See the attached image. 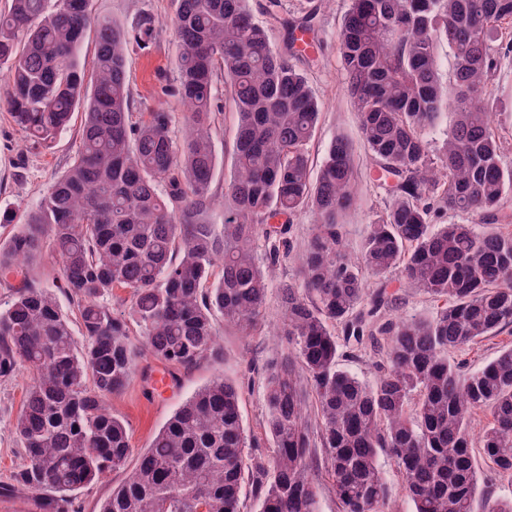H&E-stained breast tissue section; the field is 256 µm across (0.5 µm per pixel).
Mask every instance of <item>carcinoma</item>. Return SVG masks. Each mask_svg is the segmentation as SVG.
<instances>
[{
  "label": "carcinoma",
  "mask_w": 512,
  "mask_h": 512,
  "mask_svg": "<svg viewBox=\"0 0 512 512\" xmlns=\"http://www.w3.org/2000/svg\"><path fill=\"white\" fill-rule=\"evenodd\" d=\"M175 4L178 128L163 109L130 112L129 35L95 17L91 0H11L0 14L14 124L47 147L77 109L84 114L73 165L0 240V286L11 291L0 306V379L31 375L12 422L26 463L0 489L28 493L37 512H78L77 491L122 470L99 512H241L245 486L261 512H319L323 468L342 512H387L385 455L413 512H474V453L512 479V349L472 373L448 352L512 326V167L484 109L493 73L512 56V0H351L340 60L389 197L354 260L342 221L356 198L353 147L334 138L313 170L321 108L293 64L310 45L297 46L296 34L315 35L319 8L294 19L281 15V0H266L264 13L286 32L278 50L249 0ZM154 31L145 14L135 39ZM442 42L456 58L450 86L438 72ZM219 76L237 124L218 230L209 213ZM447 112L452 124L434 151L427 130ZM305 209L315 231L297 282L281 286L279 330L293 355L265 378L273 455L250 448L239 386L218 374L126 470L128 430L106 400L131 380L130 336L165 365L223 362L216 316L245 335L257 325L269 272L291 251L293 218ZM450 211L469 223L434 224ZM47 250L77 306L79 338L35 276ZM364 271H396L400 287L441 306L430 317L385 319L392 295L384 284L367 295ZM338 327L352 349L369 343L381 355L374 382L339 367ZM477 411L488 417L478 435Z\"/></svg>",
  "instance_id": "carcinoma-1"
}]
</instances>
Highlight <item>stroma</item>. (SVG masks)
I'll use <instances>...</instances> for the list:
<instances>
[{
    "label": "stroma",
    "mask_w": 512,
    "mask_h": 512,
    "mask_svg": "<svg viewBox=\"0 0 512 512\" xmlns=\"http://www.w3.org/2000/svg\"><path fill=\"white\" fill-rule=\"evenodd\" d=\"M350 0H325L319 15L320 43L305 59L296 63L321 105L322 112L311 143L314 161H322L331 140L337 134L347 135L353 143L358 171L357 201L347 213L344 224V246L347 253H359L374 222L385 211V192L375 181L374 164L366 150L358 116L347 92L337 51V38ZM173 0H92V12L101 19L116 21L126 30H134L141 15H152L156 33L148 46L130 43L127 76L131 91L132 112L162 108L181 114L180 100L172 90L179 83L178 48L168 24L173 16ZM496 95L487 103L499 132L509 146L505 161L512 165V60H503L495 77ZM225 91L217 89L213 107V136L217 168L211 185L216 196H223L224 182L233 173L232 141L237 122L235 112L225 107ZM84 116L75 112L69 127L48 147L32 144L26 133L15 126L8 113L0 108V211L22 212L34 205L49 185L73 164L79 144ZM314 231L310 212L299 214L292 226L293 251L283 257L270 282L267 302L258 326L244 335L235 328L222 330L225 360L215 366L203 363L192 369L165 370L149 353H141L127 388L110 397L114 415L126 423L135 449L148 447L154 435L167 423L175 411L218 372L241 382V413L248 435L257 438L260 449L271 453V443L265 436V401L263 375L266 367L280 360L288 349V339L273 335L272 329L281 320L279 286L294 280L299 264L298 255ZM387 283L396 301L395 318H414L431 314L435 303L430 297L400 288L397 273L385 277H368L369 289ZM512 347V328L481 342L451 351L450 357L467 371H476L493 360L501 350ZM28 374L0 379V481L8 480L24 458L11 421L18 412Z\"/></svg>",
    "instance_id": "obj_1"
}]
</instances>
